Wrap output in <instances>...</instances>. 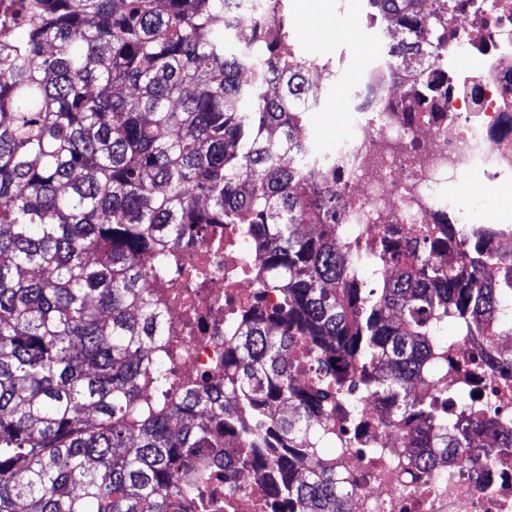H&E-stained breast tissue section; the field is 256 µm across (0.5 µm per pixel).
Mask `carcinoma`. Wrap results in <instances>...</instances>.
Wrapping results in <instances>:
<instances>
[{
  "mask_svg": "<svg viewBox=\"0 0 512 512\" xmlns=\"http://www.w3.org/2000/svg\"><path fill=\"white\" fill-rule=\"evenodd\" d=\"M0 0V512H179L220 468L272 473L303 512H348L336 462L304 467L336 401H390L430 471L482 419L448 417V337L512 326L500 224H449L351 248L305 122L318 86L280 0ZM459 0H367L401 27L389 48L409 99L438 94ZM205 224H235L279 308L227 320L224 377L170 400L165 273ZM453 246L456 258H437ZM315 367L295 386L288 354ZM442 385L430 399L415 384ZM151 382L155 396L142 399ZM224 439V458L210 448Z\"/></svg>",
  "mask_w": 512,
  "mask_h": 512,
  "instance_id": "obj_1",
  "label": "carcinoma"
}]
</instances>
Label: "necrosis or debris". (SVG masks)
Wrapping results in <instances>:
<instances>
[{"instance_id": "obj_1", "label": "necrosis or debris", "mask_w": 512, "mask_h": 512, "mask_svg": "<svg viewBox=\"0 0 512 512\" xmlns=\"http://www.w3.org/2000/svg\"><path fill=\"white\" fill-rule=\"evenodd\" d=\"M457 55L448 94L408 100L389 71L371 68L358 90L352 133L336 145V172L322 188L336 195V221L371 241L382 225L409 239L420 227L463 224L466 212L449 205L440 188L460 183L463 193L488 191L512 181V0L489 7L466 5L454 22ZM230 225H210L205 240L181 246L179 266L157 281L167 298L166 346L177 384L216 379L224 367V315L230 304L260 297L276 307L277 292H256L245 273L249 246L228 250ZM483 416L474 445L512 430V370H487L473 394ZM360 421H336L337 445L353 443L348 455L335 447L316 457H335L349 485V512H512V448L498 453L492 470L458 462L418 470L414 449L388 423L389 406L379 395L358 402ZM231 512H273L268 473L238 476Z\"/></svg>"}]
</instances>
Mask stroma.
I'll return each mask as SVG.
<instances>
[{"mask_svg": "<svg viewBox=\"0 0 512 512\" xmlns=\"http://www.w3.org/2000/svg\"><path fill=\"white\" fill-rule=\"evenodd\" d=\"M365 0H286L284 11L299 53L332 58L345 53L346 63L333 92L317 111L308 113L307 128L312 146L321 153L335 150L336 140L348 131V114L338 103L350 86L361 82L366 66L383 58L388 39L359 19ZM449 202L464 208L472 223L511 224L512 213L503 208V199L512 196V184L492 192L465 196L458 184L446 188Z\"/></svg>", "mask_w": 512, "mask_h": 512, "instance_id": "stroma-1", "label": "stroma"}]
</instances>
